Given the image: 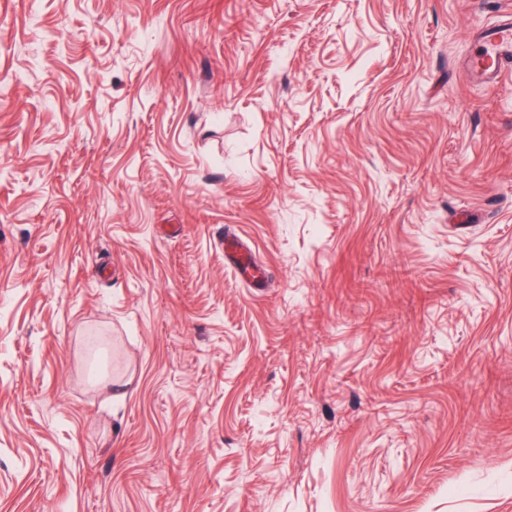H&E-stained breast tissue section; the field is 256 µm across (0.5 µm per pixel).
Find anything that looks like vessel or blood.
I'll return each mask as SVG.
<instances>
[{"label": "vessel or blood", "instance_id": "1", "mask_svg": "<svg viewBox=\"0 0 512 512\" xmlns=\"http://www.w3.org/2000/svg\"><path fill=\"white\" fill-rule=\"evenodd\" d=\"M474 37L481 49L467 60L466 72L481 84H496L506 72L512 71V14L500 15L495 24L476 30ZM251 257V246L243 237L225 240L226 262L237 269L241 279L256 287L264 282L265 276L253 264Z\"/></svg>", "mask_w": 512, "mask_h": 512}]
</instances>
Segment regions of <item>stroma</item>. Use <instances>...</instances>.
<instances>
[{"label": "stroma", "instance_id": "obj_1", "mask_svg": "<svg viewBox=\"0 0 512 512\" xmlns=\"http://www.w3.org/2000/svg\"><path fill=\"white\" fill-rule=\"evenodd\" d=\"M508 8L0 0V512H512ZM474 38L481 49L467 60L466 72L481 84L494 85L512 67V14H502L495 24L479 28ZM252 249L250 244L242 236L226 239L224 242V258L233 265L241 279L258 288L265 280V274L252 263Z\"/></svg>", "mask_w": 512, "mask_h": 512}]
</instances>
